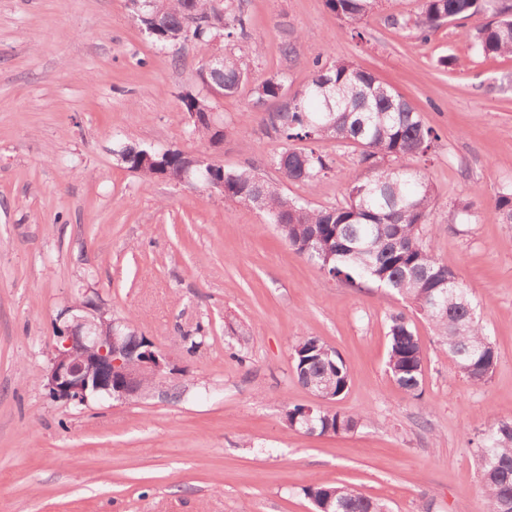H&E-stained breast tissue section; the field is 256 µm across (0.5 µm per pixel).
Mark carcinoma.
Segmentation results:
<instances>
[{
    "mask_svg": "<svg viewBox=\"0 0 512 512\" xmlns=\"http://www.w3.org/2000/svg\"><path fill=\"white\" fill-rule=\"evenodd\" d=\"M136 24L161 45L194 40L212 56L215 36L230 43L246 36L248 19L234 0H141ZM343 22L371 16L379 0H326ZM486 21L467 33L485 57L512 55V0H417L414 27L426 39L444 25L475 16ZM196 25L183 28L185 19ZM251 55H217L218 78L209 95L191 90L180 94L188 112H211L217 96H233L250 88L253 100L276 107L265 119L269 135L281 142L270 164L282 178L314 189L332 171L327 158L312 144L322 140L353 144L367 175L347 185L345 203L313 207L284 196L277 184L253 168L224 171V201L260 208L277 225L296 253L316 261L329 276L346 282L374 284L410 301L432 326L440 349L461 375L481 386L491 377L498 353L478 317L468 288L458 274L433 253L426 241L434 193L425 175L403 163L429 153L439 134L420 113L374 73L345 60L314 62L307 84L294 92L295 103L283 107L287 80L278 75L261 81L252 77ZM192 132L215 142L230 132L208 124L191 125ZM495 207L501 223L512 224V188L498 193ZM388 369L409 395L419 391L424 350L408 317L389 316ZM293 370L303 386L321 382L323 396L334 400L348 388L349 374L338 352L315 336L293 346ZM365 416L324 412L315 421L321 434L351 433ZM479 491L485 512H512V419L500 420L478 438ZM303 493L315 512H388L379 499L341 483L308 486Z\"/></svg>",
    "mask_w": 512,
    "mask_h": 512,
    "instance_id": "cac0c4a2",
    "label": "carcinoma"
}]
</instances>
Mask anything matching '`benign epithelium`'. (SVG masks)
Wrapping results in <instances>:
<instances>
[{
    "mask_svg": "<svg viewBox=\"0 0 512 512\" xmlns=\"http://www.w3.org/2000/svg\"><path fill=\"white\" fill-rule=\"evenodd\" d=\"M210 193L224 195V167L209 162L203 175ZM62 336L53 347L46 388L56 400L129 399L144 383L165 374L169 359L152 342L106 317L92 299L67 310Z\"/></svg>",
    "mask_w": 512,
    "mask_h": 512,
    "instance_id": "1",
    "label": "benign epithelium"
}]
</instances>
